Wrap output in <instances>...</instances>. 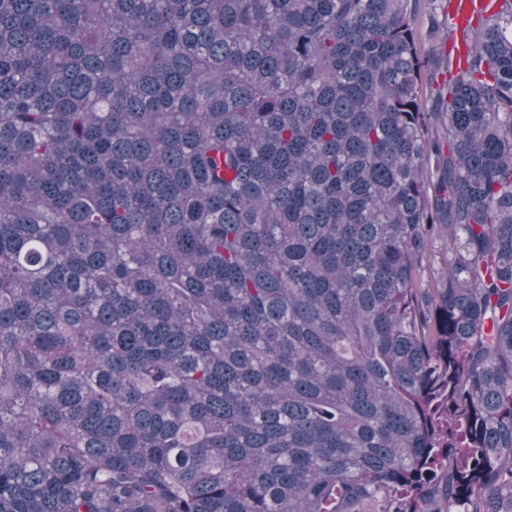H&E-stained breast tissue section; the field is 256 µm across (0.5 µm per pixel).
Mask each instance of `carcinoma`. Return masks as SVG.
<instances>
[{
	"label": "carcinoma",
	"instance_id": "carcinoma-1",
	"mask_svg": "<svg viewBox=\"0 0 512 512\" xmlns=\"http://www.w3.org/2000/svg\"><path fill=\"white\" fill-rule=\"evenodd\" d=\"M475 22L425 111L410 0H0V512H512Z\"/></svg>",
	"mask_w": 512,
	"mask_h": 512
}]
</instances>
